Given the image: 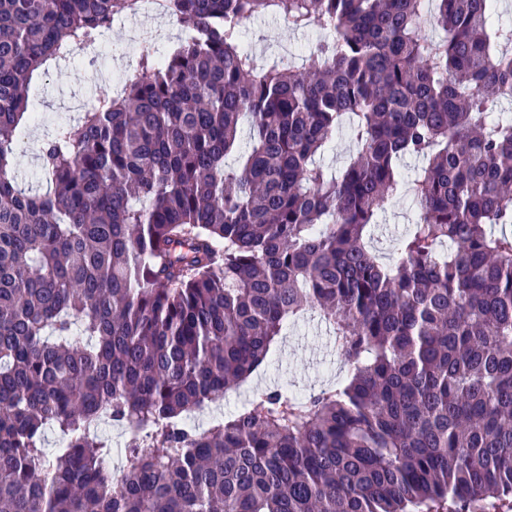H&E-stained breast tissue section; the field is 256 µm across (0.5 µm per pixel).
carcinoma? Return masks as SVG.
<instances>
[{"instance_id": "1", "label": "carcinoma", "mask_w": 512, "mask_h": 512, "mask_svg": "<svg viewBox=\"0 0 512 512\" xmlns=\"http://www.w3.org/2000/svg\"><path fill=\"white\" fill-rule=\"evenodd\" d=\"M498 0H169L17 186L35 71L138 0H0V512H512V24ZM326 30L260 65L258 16ZM442 32L438 39L427 27ZM350 125L340 174L320 161ZM406 157L422 160L405 179ZM407 198L387 265L369 240ZM312 312L347 376L192 429ZM131 428L124 473L102 414ZM66 447L50 453L46 430Z\"/></svg>"}]
</instances>
